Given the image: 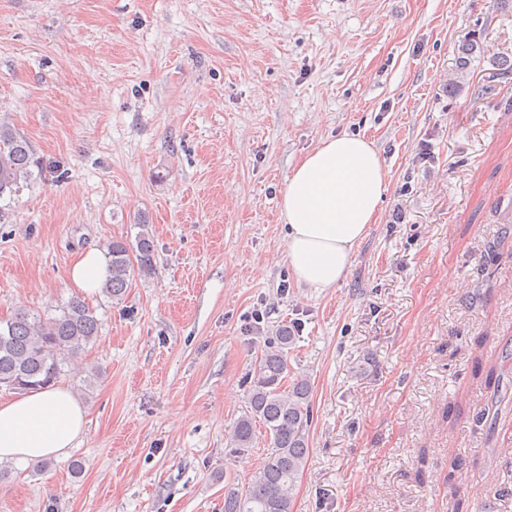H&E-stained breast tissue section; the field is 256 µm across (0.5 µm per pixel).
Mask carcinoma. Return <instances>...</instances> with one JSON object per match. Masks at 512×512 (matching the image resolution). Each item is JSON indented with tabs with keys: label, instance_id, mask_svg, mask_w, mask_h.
Here are the masks:
<instances>
[{
	"label": "carcinoma",
	"instance_id": "cac0c4a2",
	"mask_svg": "<svg viewBox=\"0 0 512 512\" xmlns=\"http://www.w3.org/2000/svg\"><path fill=\"white\" fill-rule=\"evenodd\" d=\"M39 166L28 139L0 123V201L16 195ZM105 259L102 293L118 302L134 277L153 270L155 251L148 225H142L133 244L123 238L108 242ZM99 329L95 312L78 296L45 319L18 307L10 318L0 320V385L19 391L52 386L68 361L97 339ZM295 340L294 326L279 327L256 365L246 410L231 430V443L241 450L251 448L262 432L270 453L247 489L224 494V512H290L296 481L307 461L311 415L309 380L290 376L288 352Z\"/></svg>",
	"mask_w": 512,
	"mask_h": 512
}]
</instances>
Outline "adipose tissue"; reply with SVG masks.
<instances>
[{"label": "adipose tissue", "instance_id": "1", "mask_svg": "<svg viewBox=\"0 0 512 512\" xmlns=\"http://www.w3.org/2000/svg\"><path fill=\"white\" fill-rule=\"evenodd\" d=\"M387 173L372 143L342 135L325 140L296 164L281 210L285 258L310 288L336 287L354 251L376 223ZM85 412L66 387L0 400V460L23 463L59 456L85 429Z\"/></svg>", "mask_w": 512, "mask_h": 512}]
</instances>
